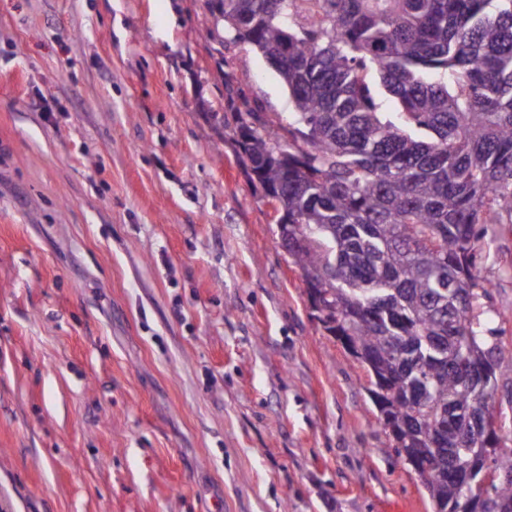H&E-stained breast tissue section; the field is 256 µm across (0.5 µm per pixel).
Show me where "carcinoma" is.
<instances>
[{
	"instance_id": "carcinoma-1",
	"label": "carcinoma",
	"mask_w": 512,
	"mask_h": 512,
	"mask_svg": "<svg viewBox=\"0 0 512 512\" xmlns=\"http://www.w3.org/2000/svg\"><path fill=\"white\" fill-rule=\"evenodd\" d=\"M207 2L293 104L286 127L251 111L237 126L244 163L280 203L275 223L303 235L289 258L327 285L325 330L373 360L388 447L426 465L436 512H458L455 472L475 444L464 419L512 373L476 274L477 226L512 224V0ZM382 93L397 111H380ZM469 339L493 367L474 383L455 368ZM469 512H512V483Z\"/></svg>"
}]
</instances>
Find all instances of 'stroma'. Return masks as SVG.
Instances as JSON below:
<instances>
[{"mask_svg": "<svg viewBox=\"0 0 512 512\" xmlns=\"http://www.w3.org/2000/svg\"><path fill=\"white\" fill-rule=\"evenodd\" d=\"M206 0H0V512H433L242 162ZM478 269L512 354V224Z\"/></svg>", "mask_w": 512, "mask_h": 512, "instance_id": "stroma-1", "label": "stroma"}]
</instances>
